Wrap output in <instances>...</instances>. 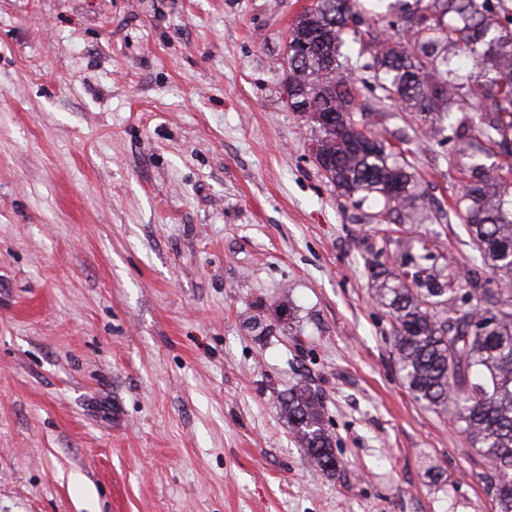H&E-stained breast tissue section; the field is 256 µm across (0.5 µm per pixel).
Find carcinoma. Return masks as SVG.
Masks as SVG:
<instances>
[{"instance_id":"carcinoma-1","label":"carcinoma","mask_w":512,"mask_h":512,"mask_svg":"<svg viewBox=\"0 0 512 512\" xmlns=\"http://www.w3.org/2000/svg\"><path fill=\"white\" fill-rule=\"evenodd\" d=\"M406 45H391L382 18L361 0H316L301 14L288 45L304 50L286 58L284 85L297 92L289 103L321 131L314 157L341 194L362 203L383 202L385 218L415 196L410 166L395 159L383 136L361 126L360 94L378 103L409 104L433 112L445 104L448 139L461 144L456 160L469 181L453 197L490 273L465 275L448 268L436 277L425 254L391 270L371 262L381 280L379 301L391 310L392 344L406 389L432 410L456 407V422L471 447L491 463L483 477L500 512H512V195L500 190L512 179V0H414L400 8ZM366 33L376 53L357 65L341 52L350 36ZM439 41L459 49L437 59ZM477 149L501 161L491 170ZM495 281L497 288L485 284ZM460 301L468 308H448ZM280 408L300 448L324 475L336 474L332 436L323 404L304 384L288 389Z\"/></svg>"}]
</instances>
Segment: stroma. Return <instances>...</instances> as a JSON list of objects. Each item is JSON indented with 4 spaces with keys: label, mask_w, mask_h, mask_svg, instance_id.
Instances as JSON below:
<instances>
[{
    "label": "stroma",
    "mask_w": 512,
    "mask_h": 512,
    "mask_svg": "<svg viewBox=\"0 0 512 512\" xmlns=\"http://www.w3.org/2000/svg\"><path fill=\"white\" fill-rule=\"evenodd\" d=\"M312 2L0 0V512H499L368 270L433 242L472 267L459 146L368 112L424 206L341 196L283 86ZM301 380L336 475L281 414Z\"/></svg>",
    "instance_id": "obj_1"
}]
</instances>
